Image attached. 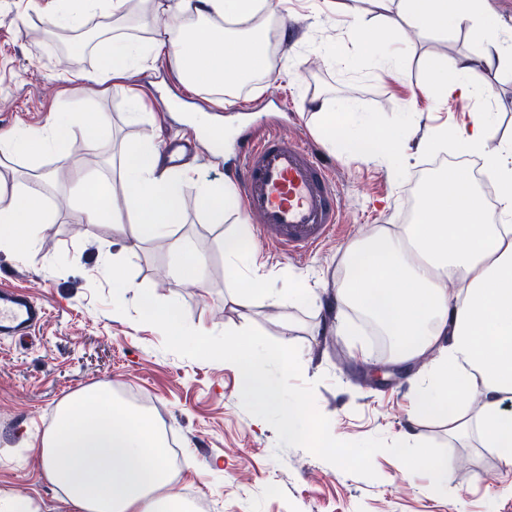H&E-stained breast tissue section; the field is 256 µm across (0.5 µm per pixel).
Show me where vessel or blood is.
I'll return each instance as SVG.
<instances>
[{
	"mask_svg": "<svg viewBox=\"0 0 512 512\" xmlns=\"http://www.w3.org/2000/svg\"><path fill=\"white\" fill-rule=\"evenodd\" d=\"M235 165L247 213L280 252H307L330 237L340 195L314 144L285 137L271 126L243 135ZM46 317V307L28 292L0 289V334L27 335Z\"/></svg>",
	"mask_w": 512,
	"mask_h": 512,
	"instance_id": "vessel-or-blood-1",
	"label": "vessel or blood"
}]
</instances>
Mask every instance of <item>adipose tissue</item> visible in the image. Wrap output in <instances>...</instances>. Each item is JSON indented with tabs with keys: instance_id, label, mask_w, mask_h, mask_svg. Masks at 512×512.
<instances>
[{
	"instance_id": "adipose-tissue-1",
	"label": "adipose tissue",
	"mask_w": 512,
	"mask_h": 512,
	"mask_svg": "<svg viewBox=\"0 0 512 512\" xmlns=\"http://www.w3.org/2000/svg\"><path fill=\"white\" fill-rule=\"evenodd\" d=\"M54 25L78 29L86 17L100 20L99 64L91 82L121 80L160 54L175 58L183 82L217 93L256 81L269 86L277 77L267 67L266 44L258 23L264 0H179L178 19L155 27L147 40L115 30L129 0H52ZM484 0H398L396 16L385 19L389 31L400 20L414 28L447 29L465 24ZM481 54L428 62L426 89L472 105L470 121L454 131L439 130L440 140H454L465 154H482L500 184L496 223L482 222L473 182L429 179L419 189L417 219L412 224L375 225L353 240L339 266L336 289L340 306L356 311L387 336L394 361L431 362L432 385L417 400L415 412L443 413L448 434L496 449L512 466V413L502 407L512 397V146L487 151L490 113L483 71L500 66L503 43L481 28ZM309 106L319 120L323 142L362 158L380 156L390 139L352 105L336 107L317 95ZM65 127L19 128L0 136V164L34 158L52 150L65 154ZM120 187L108 175L92 174L77 182L86 223L129 221L135 232L130 248L164 238L176 279L201 284L200 256L175 229L184 221L183 201L195 192L215 219L238 207L235 192L200 179L192 166L168 165L151 141L124 150L119 159ZM46 177L36 174L12 186L0 207V250L32 244L41 221L37 205ZM248 223L219 239L230 270L225 285L233 304L249 309L254 300L278 307L282 294L252 278L240 287L242 265L253 260ZM481 390L482 404L470 413L468 386ZM43 473L61 494L66 512H190L177 487L165 436L151 416L114 397L104 387L87 390L63 404L40 438Z\"/></svg>"
}]
</instances>
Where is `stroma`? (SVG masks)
<instances>
[{
	"label": "stroma",
	"mask_w": 512,
	"mask_h": 512,
	"mask_svg": "<svg viewBox=\"0 0 512 512\" xmlns=\"http://www.w3.org/2000/svg\"><path fill=\"white\" fill-rule=\"evenodd\" d=\"M48 0H0V134L25 126L41 128L51 119L69 124L65 155L46 152L18 158L0 169L10 181L34 171L52 175L40 199L48 217L37 227L32 246L0 250V283L30 292L49 314L26 341L0 336V488L33 497L41 512H63L58 492L42 476L34 447L59 406L90 387L107 386L119 398L138 392L156 402V420L175 439L182 462L176 475L181 489L210 496L212 512H512V466L495 449L448 436L443 417L412 415L415 396L430 363L421 361L405 374H386L384 383L365 379L367 367L390 361L389 348L375 342L376 330L362 323V339L334 332L315 333V325L334 317L336 271L345 248L368 226L399 223L414 176L426 175L439 157L455 154L454 145L435 147L436 132L469 120L456 99H436L423 91L430 58L454 60L480 52L481 41L467 27L416 31L401 25L387 41L365 48L349 29L342 12L324 0H266L267 10L286 16L288 34L273 64L277 82L251 84L240 105L221 106L206 87L184 89L175 62L159 56L119 83L86 81L98 64L88 48L86 31L68 36L69 52L45 39L52 27L43 10ZM175 0H137L130 8L131 36L147 38L153 26L171 21ZM392 47L398 58L387 71L374 70L370 52ZM493 121L488 150L512 142V65L487 71ZM317 92L337 103H350L394 132L398 141L390 157L364 159L323 145L316 118L308 107ZM147 96V116L130 122L127 100ZM94 107L106 113L108 126L95 145H87L73 111ZM232 117L224 128V159L209 151L203 115ZM279 124L283 134L319 145L341 194L336 231L311 253L289 257L253 241L266 287L288 291L295 282L314 289L315 300H284L280 309L256 304L250 319L225 302L227 271L215 240L225 226L246 220V212H229L211 223L195 194H186L185 221L177 228L203 257V286L174 280L169 274L168 242L157 239L127 252L133 226L87 224L72 193L79 176L102 171L104 161L120 149L152 140L192 142L183 155L200 177L216 184L231 181L228 158L244 130ZM114 257L117 270L134 284L126 302L115 300L111 276L101 274L103 257ZM150 289L161 301H176L206 333L254 326L268 337L298 346L302 378L314 383L318 410L330 421L334 437L359 441L374 436L389 441L405 432L443 445L450 474L445 493L432 488L429 476L404 477L390 453L373 458L376 479L347 473L299 447H281L274 429L242 406L233 367L185 358L164 349L162 332L137 322L136 299ZM291 330H283L282 318Z\"/></svg>",
	"instance_id": "35a3bbf8"
}]
</instances>
